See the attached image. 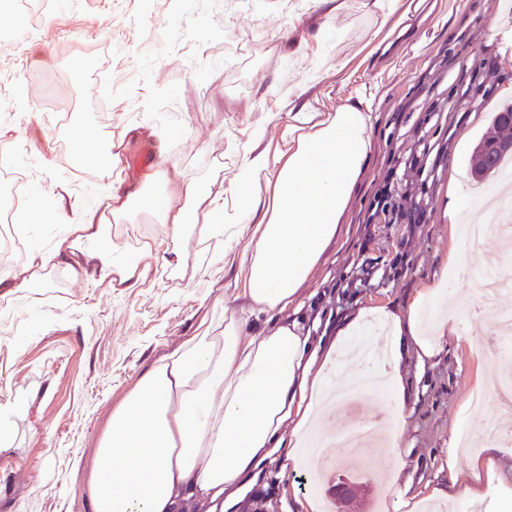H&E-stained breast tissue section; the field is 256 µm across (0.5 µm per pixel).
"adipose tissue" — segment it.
I'll return each mask as SVG.
<instances>
[{
    "mask_svg": "<svg viewBox=\"0 0 512 512\" xmlns=\"http://www.w3.org/2000/svg\"><path fill=\"white\" fill-rule=\"evenodd\" d=\"M371 100L362 96L336 112L289 114L283 138L288 149L274 162L255 157L245 162L231 187V215L257 222L239 260L246 270L239 311L225 313L189 337L139 377L124 402L112 412L93 462L81 485L90 512H182L191 504L224 500L237 503L242 480L277 449L289 458L312 440L328 439L322 420L331 404L325 378L333 355L346 347L363 318L354 316L336 332L328 353H320L299 321L256 329L261 317L288 309L319 264L344 223L354 192L371 156ZM273 176L269 204H261L260 180ZM153 181L167 186L162 198L148 189L114 187L104 208L77 210L69 194L58 195L50 213L67 230L51 250L31 254L17 268L0 270V291L27 288L47 266L64 265L78 278L118 279L125 287L141 284L137 264L115 265L118 244L111 240L112 220L135 205L159 206L173 235L188 222L201 186L179 171H160ZM440 294L436 284L418 292L406 310H376L385 329L387 362L356 359L352 381L382 379L392 396L389 448L382 466L396 488V508L418 512L421 503L411 480L403 479L402 421L406 387L402 351L415 345L418 358L437 354L422 338L417 313Z\"/></svg>",
    "mask_w": 512,
    "mask_h": 512,
    "instance_id": "1",
    "label": "adipose tissue"
}]
</instances>
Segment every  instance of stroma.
Listing matches in <instances>:
<instances>
[{
  "instance_id": "obj_1",
  "label": "stroma",
  "mask_w": 512,
  "mask_h": 512,
  "mask_svg": "<svg viewBox=\"0 0 512 512\" xmlns=\"http://www.w3.org/2000/svg\"><path fill=\"white\" fill-rule=\"evenodd\" d=\"M342 0H19L0 11V152L10 151L29 197L52 206L68 191L79 206L106 203L113 186H135L155 168L179 170L203 188L180 239L150 212L113 225L117 262L157 256L136 288L77 279L50 267L23 291L0 294V512H87L81 467L112 409L142 371L211 320L244 273L232 254L248 224L198 234L228 200L242 159L285 148L289 113L310 104L333 113L361 94L377 119L368 171L346 224L301 290L298 318L329 344L360 309H406L417 290L441 283L459 300L466 328L439 353L407 351L405 471L417 488L444 487L449 512H512V457L495 460L481 497L464 496L449 469L467 477L473 455L450 452L462 432L481 437L494 401L469 407L495 368L484 347L491 316L471 318L476 272L499 240L449 264L464 249L462 225L481 213L470 176L484 137H512L493 116L512 103V0H425L405 35L382 52L380 12ZM95 127L119 167L85 178L60 163L69 126ZM155 164H145V155ZM174 249L181 261L167 265ZM386 398L363 394L338 411L336 431L365 421L386 428ZM366 455L362 467L335 465L360 490L350 502L310 485L308 463L287 449L250 473L242 502L226 512H297L300 501L327 512H395V497Z\"/></svg>"
}]
</instances>
